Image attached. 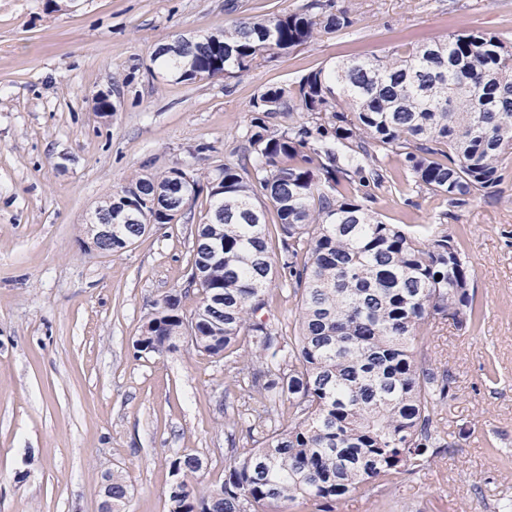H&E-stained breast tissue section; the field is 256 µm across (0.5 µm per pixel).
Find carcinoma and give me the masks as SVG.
Returning <instances> with one entry per match:
<instances>
[{
	"label": "carcinoma",
	"instance_id": "carcinoma-1",
	"mask_svg": "<svg viewBox=\"0 0 512 512\" xmlns=\"http://www.w3.org/2000/svg\"><path fill=\"white\" fill-rule=\"evenodd\" d=\"M353 25L351 10L310 0L299 13L254 18L203 39H180L156 54L181 81L247 73L258 60ZM298 110L299 124L274 123ZM249 155L183 179L182 168L133 177L103 204L132 205L141 226L186 216L207 193L200 242L213 250L202 277L193 255L185 288L166 295L141 328L137 352L162 354L187 338L224 359L240 343L238 389L248 400L238 420L260 433L233 449L224 481L208 494L185 483L169 493V512H278L305 499L319 512L365 492L372 480L419 473L449 451L432 427L452 396L451 379L417 360L424 327L473 325L481 309L458 241L444 230L418 238L388 224L349 189L369 171L384 179L385 160L403 157L415 186L451 208L503 181L512 153V43L463 30L401 53L349 59L303 77L294 92L269 88L253 98ZM284 258L288 287L300 296L298 331L286 336L261 321L273 283V256ZM441 279H435V276ZM200 297L187 314L182 298ZM288 425L275 426L283 406ZM200 458L175 455L170 469L194 473ZM112 512H124L129 486L105 477Z\"/></svg>",
	"mask_w": 512,
	"mask_h": 512
}]
</instances>
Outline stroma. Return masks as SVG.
<instances>
[{
	"instance_id": "35a3bbf8",
	"label": "stroma",
	"mask_w": 512,
	"mask_h": 512,
	"mask_svg": "<svg viewBox=\"0 0 512 512\" xmlns=\"http://www.w3.org/2000/svg\"><path fill=\"white\" fill-rule=\"evenodd\" d=\"M308 0H0V512H99L106 474L125 475L127 512H169V461L202 469L197 492L224 479L232 449L248 448L233 358L187 343L163 354L133 343L153 305L185 286L198 224H163L125 250L84 246L86 222L139 173L204 172L238 162L254 96L296 88L336 60L370 59L458 30L512 39V0H335L354 25L322 33L240 77L180 81L158 47L250 18L301 11ZM111 91L114 112L95 96ZM376 207L411 231L446 230L482 310L479 323L436 325L419 356L453 378L434 426L452 447L418 474L377 480L336 512H500L512 496V154L502 191L449 208L419 191L400 156L386 160ZM274 262L263 320L293 335L299 298Z\"/></svg>"
}]
</instances>
